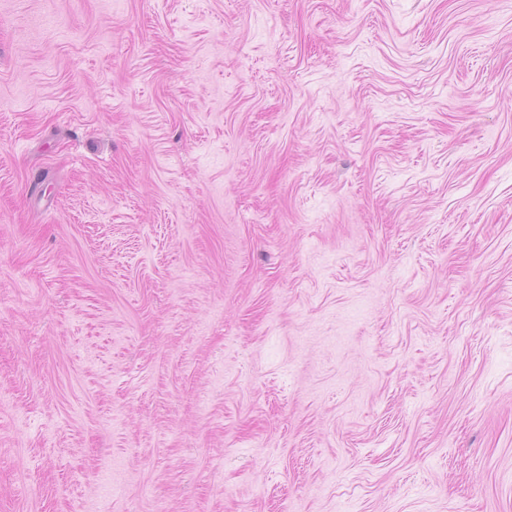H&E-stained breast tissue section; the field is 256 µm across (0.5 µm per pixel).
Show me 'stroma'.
Instances as JSON below:
<instances>
[{
  "label": "stroma",
  "mask_w": 512,
  "mask_h": 512,
  "mask_svg": "<svg viewBox=\"0 0 512 512\" xmlns=\"http://www.w3.org/2000/svg\"><path fill=\"white\" fill-rule=\"evenodd\" d=\"M0 512H512V0H0Z\"/></svg>",
  "instance_id": "1"
}]
</instances>
